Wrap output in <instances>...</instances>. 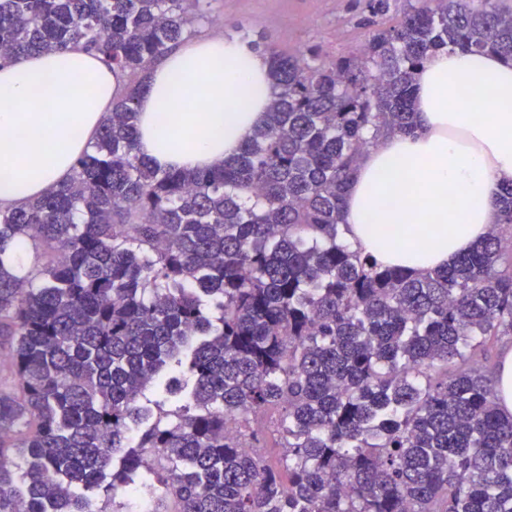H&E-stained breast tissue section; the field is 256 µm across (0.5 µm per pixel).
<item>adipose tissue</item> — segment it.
Here are the masks:
<instances>
[{"mask_svg":"<svg viewBox=\"0 0 512 512\" xmlns=\"http://www.w3.org/2000/svg\"><path fill=\"white\" fill-rule=\"evenodd\" d=\"M125 76L82 46L0 62V207L25 205L73 173ZM415 134L383 138L358 165L343 215L351 251L416 273L443 268L499 220L512 180V62L433 54L414 76ZM277 92L267 54L194 37L149 69L137 144L151 165L192 172L235 157Z\"/></svg>","mask_w":512,"mask_h":512,"instance_id":"ef3b65f1","label":"adipose tissue"}]
</instances>
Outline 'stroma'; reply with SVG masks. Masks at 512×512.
Returning <instances> with one entry per match:
<instances>
[{
  "mask_svg": "<svg viewBox=\"0 0 512 512\" xmlns=\"http://www.w3.org/2000/svg\"><path fill=\"white\" fill-rule=\"evenodd\" d=\"M364 17V0H211L193 33H247L284 54L311 46L332 59L357 53L370 32Z\"/></svg>",
  "mask_w": 512,
  "mask_h": 512,
  "instance_id": "obj_1",
  "label": "stroma"
}]
</instances>
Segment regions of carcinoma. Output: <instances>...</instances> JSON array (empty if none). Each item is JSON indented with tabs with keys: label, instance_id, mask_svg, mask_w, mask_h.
I'll return each mask as SVG.
<instances>
[{
	"label": "carcinoma",
	"instance_id": "obj_1",
	"mask_svg": "<svg viewBox=\"0 0 512 512\" xmlns=\"http://www.w3.org/2000/svg\"><path fill=\"white\" fill-rule=\"evenodd\" d=\"M210 0H0V60L82 44L138 75ZM365 0L359 52L270 53L264 126L213 169L137 150L136 100L73 175L0 209V512H98L131 484L152 512H512V413L474 356L512 336V269L493 226L446 268L383 267L344 243L357 165L414 133V71L439 51L512 61L500 0ZM500 224L512 226V182ZM33 244L20 277L1 256ZM178 367L189 405L139 398ZM280 410L278 459L254 427Z\"/></svg>",
	"mask_w": 512,
	"mask_h": 512
}]
</instances>
